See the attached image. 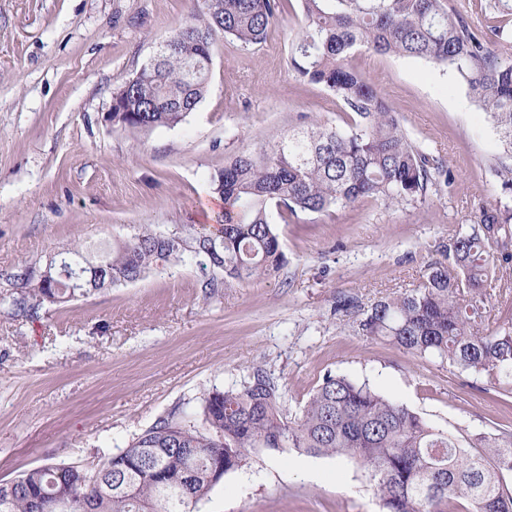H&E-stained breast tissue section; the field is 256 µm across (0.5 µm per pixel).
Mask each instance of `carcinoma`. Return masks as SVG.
<instances>
[{"instance_id": "carcinoma-1", "label": "carcinoma", "mask_w": 512, "mask_h": 512, "mask_svg": "<svg viewBox=\"0 0 512 512\" xmlns=\"http://www.w3.org/2000/svg\"><path fill=\"white\" fill-rule=\"evenodd\" d=\"M279 0H211L169 36L112 95L113 126L141 131L175 127L205 97L214 43L230 38L261 44ZM305 25L292 39L290 65L302 80L323 85L339 103L346 126L324 122L284 132L238 154L211 176L224 200L216 226L165 234L145 229L101 250L69 251V267H29L14 279L13 307L66 303L151 270L187 259L219 264L224 278L253 280L280 269L284 255L271 225L301 214H324L360 200L386 206L426 202L449 189L447 161L417 145L399 113L356 70L359 51L422 59L452 70L486 113L500 150L492 170L512 199V0H488L473 17L464 0H299ZM448 263L428 266L415 287L358 308L364 336L461 372L486 374L498 402L512 408V320L485 328L500 264L512 260V202L473 208L448 238ZM277 382L255 367L236 388L202 398L200 423L162 418L95 469L44 464L0 482V512H200L214 486L210 462L224 473L249 454L292 448L308 456L359 463L386 512H512V430L472 437L433 426L366 381L327 373L301 416L288 418Z\"/></svg>"}]
</instances>
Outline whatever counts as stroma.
Instances as JSON below:
<instances>
[{
    "label": "stroma",
    "mask_w": 512,
    "mask_h": 512,
    "mask_svg": "<svg viewBox=\"0 0 512 512\" xmlns=\"http://www.w3.org/2000/svg\"><path fill=\"white\" fill-rule=\"evenodd\" d=\"M197 0H0V481L46 463L94 467L168 415L195 419L212 390L252 367L300 414L328 372L369 381L433 425L467 433L512 427L492 381L359 334L336 312L416 285L469 210L493 204L499 150L486 115L450 70L366 52L352 64L426 151L453 169L426 203L365 200L275 223L285 264L205 296L212 268L153 271L36 315L15 314L13 276L77 244L149 228L211 224L224 204L210 177L243 148L316 122L342 123L335 98L300 80L290 44L298 0H280L264 43L213 47L208 91L173 128L137 132L105 120L112 93L183 24ZM201 512H382L361 466L287 449L250 454Z\"/></svg>",
    "instance_id": "1"
}]
</instances>
